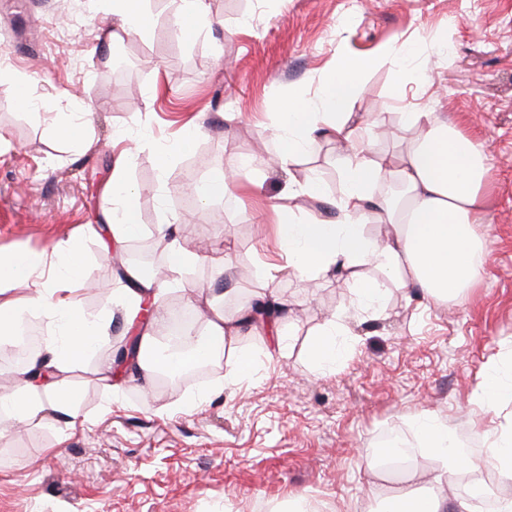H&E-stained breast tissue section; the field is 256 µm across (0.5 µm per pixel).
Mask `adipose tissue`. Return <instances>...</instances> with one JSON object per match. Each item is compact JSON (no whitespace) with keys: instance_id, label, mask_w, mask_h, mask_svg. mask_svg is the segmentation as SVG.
I'll use <instances>...</instances> for the list:
<instances>
[{"instance_id":"obj_1","label":"adipose tissue","mask_w":512,"mask_h":512,"mask_svg":"<svg viewBox=\"0 0 512 512\" xmlns=\"http://www.w3.org/2000/svg\"><path fill=\"white\" fill-rule=\"evenodd\" d=\"M403 53V46L397 44L368 58L337 49L336 62L325 73L316 101L291 95L275 110L281 144L275 162L280 167L291 165L323 129L337 142L350 145L342 172L343 189L330 202V219L314 224L295 219L294 199L323 196L321 183L314 177L289 189L288 204L276 211L275 234L288 256V269L305 279L336 269L351 280L348 305L311 342L310 359L321 369L335 365L334 338L348 331L354 315L382 311L386 280L440 303L473 287L485 273L480 259L483 236L478 227L485 221L488 206V166L476 140L458 125L437 119L434 113L405 112L400 121L412 129L413 136L400 164L395 165L373 158L360 142L352 140L347 128L367 72ZM126 169V157H119L107 187L112 207L103 213L109 241L116 246L144 233L133 210L135 190L126 178ZM389 182L403 189L400 205L377 199L372 192L374 186ZM373 224L389 225L390 234L376 238L369 230ZM372 264L385 271L386 280L358 278V268ZM84 265L83 254L74 248L58 252L50 265L44 258L28 254L0 257V285L27 290L20 297L0 298V348L12 345L16 327L35 313L47 317L58 330L44 341L27 366L15 369L14 389L0 393V423L27 422L50 409L76 416L78 398L63 387V376L106 342L112 321L108 314L93 318L84 312L78 299L79 289L87 285ZM277 271V266L263 265L259 275L262 290L253 302L234 313H224L223 295L207 297L213 316L195 346L176 355L173 366L186 369L206 362L224 366L225 385L246 380L253 371V361L236 352L234 345L243 327L258 320L262 306L279 304L272 286ZM125 277L130 286L123 289L119 301L124 320L129 324L142 322L139 344L151 347L156 328L167 322L158 303L161 285L155 274L137 268H126ZM415 427L442 463L467 462L466 453L453 446L452 433L434 413H425ZM388 504L392 512H473L468 499L449 502L439 480L423 495L404 492L390 498Z\"/></svg>"}]
</instances>
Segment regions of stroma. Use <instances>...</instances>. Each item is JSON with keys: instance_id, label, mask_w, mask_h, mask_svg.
<instances>
[{"instance_id": "1", "label": "stroma", "mask_w": 512, "mask_h": 512, "mask_svg": "<svg viewBox=\"0 0 512 512\" xmlns=\"http://www.w3.org/2000/svg\"><path fill=\"white\" fill-rule=\"evenodd\" d=\"M209 28L177 24L175 7L155 0L147 35L113 34L112 0H0V253L51 254L77 244L90 286L85 312L111 310L125 286L127 250L103 254L102 211L114 154L127 151V177L143 239L145 268L164 265L155 224L177 221L199 253L187 287L163 308L189 304L191 289L224 292L233 310L259 291L263 263H281L274 210L288 184L316 176L340 195L344 152L320 135L291 167L255 168L233 195L185 205L188 185L257 155L279 151L272 114L292 94L314 99L337 46L372 56L403 43V60L365 78L351 120L373 156L398 161L404 112H433L472 132L487 159L486 275L445 304L390 286L382 312L360 316L336 339L334 369L317 371L313 334L346 306V276L291 274L274 286L290 312L282 340L243 332L238 349L252 376L225 387L216 366L181 387L167 374L144 389L97 373L127 331L114 318L106 344L63 378L79 401L76 425L61 412L0 431V512H280L304 493L313 512H376L401 477L369 468L367 454L387 429L401 430L416 479L463 480L491 499L512 497L486 454L512 424V399L476 411L472 392L489 360L512 383V0H207ZM135 64L114 93L112 54ZM88 107L89 147L51 128ZM169 153L167 167L159 157ZM206 403L184 408L190 396ZM430 411L447 423L469 463L440 473L414 422Z\"/></svg>"}]
</instances>
